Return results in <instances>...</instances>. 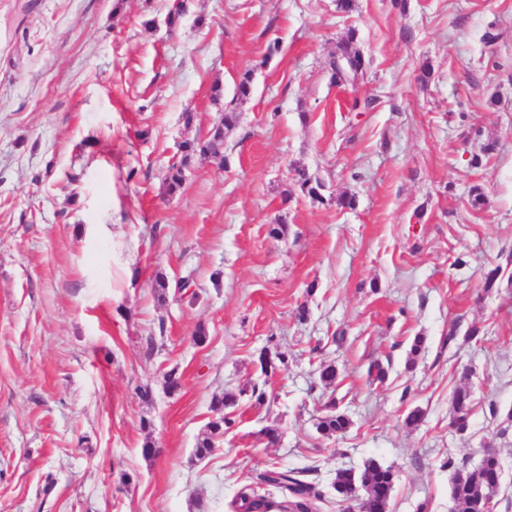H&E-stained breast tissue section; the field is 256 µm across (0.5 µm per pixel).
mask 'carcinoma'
Instances as JSON below:
<instances>
[{"label": "carcinoma", "instance_id": "carcinoma-1", "mask_svg": "<svg viewBox=\"0 0 512 512\" xmlns=\"http://www.w3.org/2000/svg\"><path fill=\"white\" fill-rule=\"evenodd\" d=\"M339 54L330 63L331 79L341 85L358 75L363 67L361 53L354 47V36L338 46ZM252 71L241 74L236 86V100L242 102L252 93ZM236 123V111L224 110L219 122L212 126L204 138L187 141L181 146L183 152L180 163L169 166L164 177L170 194L180 190L185 182V168L193 156L224 159L225 131ZM294 180L300 189L314 202H323L322 184L304 168L294 169ZM258 362L264 376L274 375L288 368L286 358L262 351ZM319 384L328 389L336 383L338 371L332 363L322 364L317 371ZM238 405L237 395L224 392L217 403V417L209 422L208 430L196 444V454L205 457L216 447L217 440L224 432L236 424V419L228 409ZM326 414L317 424V430L325 437L345 432L350 422L339 411L336 397L329 396L323 404ZM472 413V396L466 387L455 390L452 398L451 425L459 434L468 431ZM310 470L306 468L279 469L273 467L257 476L256 486L242 492L236 501L239 512H321V503L327 495L308 479ZM396 473L390 466L375 460L365 463L360 470L339 469L331 484L335 496L345 500L360 497V512H387L395 488ZM501 484V465L497 453L491 449L484 451L481 462L471 468L459 469L451 482V495L459 506V512H484L486 506L495 502Z\"/></svg>", "mask_w": 512, "mask_h": 512}]
</instances>
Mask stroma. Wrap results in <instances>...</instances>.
Segmentation results:
<instances>
[{
  "instance_id": "1",
  "label": "stroma",
  "mask_w": 512,
  "mask_h": 512,
  "mask_svg": "<svg viewBox=\"0 0 512 512\" xmlns=\"http://www.w3.org/2000/svg\"><path fill=\"white\" fill-rule=\"evenodd\" d=\"M172 3L0 0V512H233L268 468H309L326 489L371 460L396 471L388 512H458L452 469L489 445L496 512H512V286L482 278L512 275V0H183L170 30ZM350 35L366 67L339 86L329 62ZM248 69L252 94L234 103ZM231 103L223 160L192 158L168 194L181 145ZM181 279L197 300L176 295ZM265 349L288 358L268 380ZM323 363L351 421L332 438L317 430ZM228 389L236 425L198 458ZM293 179L299 185L302 192H305L313 202H323V196L320 192L323 187L321 182L316 177H312L306 169L295 168ZM472 396L467 387H459L455 390L452 398L451 425L459 434H465L470 425L472 413Z\"/></svg>"
}]
</instances>
